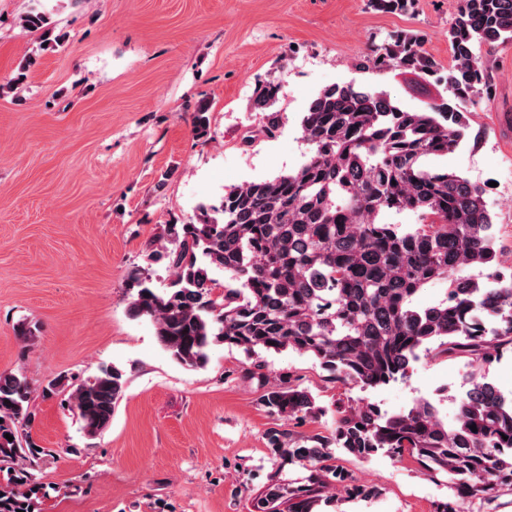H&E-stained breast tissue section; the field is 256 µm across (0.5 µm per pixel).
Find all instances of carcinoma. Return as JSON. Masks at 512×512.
Returning <instances> with one entry per match:
<instances>
[{
    "instance_id": "1",
    "label": "carcinoma",
    "mask_w": 512,
    "mask_h": 512,
    "mask_svg": "<svg viewBox=\"0 0 512 512\" xmlns=\"http://www.w3.org/2000/svg\"><path fill=\"white\" fill-rule=\"evenodd\" d=\"M370 3L402 12L415 0ZM21 24L44 31L42 51L64 42L51 36L49 18L36 9ZM507 43L512 0H459L446 67L426 54L421 36L390 35L364 67L433 77L453 98L409 110L371 87H324L302 120L310 156L300 168L227 189L219 206L200 207L195 223L166 225L164 243L148 255L150 267L133 276L129 315L150 319L160 345L190 368L205 367L215 343L249 358L290 349L316 360L332 379L363 389L408 378L422 348L475 367L450 422L428 400L390 415L359 400L336 410L328 436L270 428L268 445L280 466H299L307 475L268 483L254 499L255 512H318L342 492L378 497L377 487L353 483L334 448L357 460L379 452L412 458L425 475L448 484L434 512H465L467 503L496 512L499 498L512 496V392L486 376L487 367L512 354V266L501 265L483 188L434 164L479 139L470 108L492 81L478 52ZM35 63L24 57L0 93L20 89ZM278 91L275 82L260 86L251 109L267 111ZM192 123L207 133V105L197 107ZM405 214L416 223L388 221ZM154 265L170 272L161 292ZM429 285L442 286L443 298L414 306ZM125 384L114 366L72 388L69 400L87 435L110 426ZM30 395L23 373L0 374V512H34L41 486L35 466L46 449L29 434ZM262 402L276 419L295 424L325 414L288 375Z\"/></svg>"
}]
</instances>
